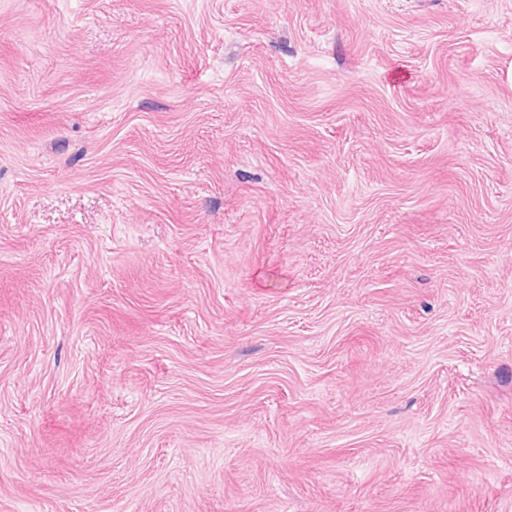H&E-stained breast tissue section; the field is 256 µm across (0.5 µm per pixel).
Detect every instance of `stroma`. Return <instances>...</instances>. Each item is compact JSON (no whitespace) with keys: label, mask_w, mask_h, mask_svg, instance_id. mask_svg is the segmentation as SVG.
I'll list each match as a JSON object with an SVG mask.
<instances>
[{"label":"stroma","mask_w":512,"mask_h":512,"mask_svg":"<svg viewBox=\"0 0 512 512\" xmlns=\"http://www.w3.org/2000/svg\"><path fill=\"white\" fill-rule=\"evenodd\" d=\"M0 512H512V0H0Z\"/></svg>","instance_id":"obj_1"}]
</instances>
